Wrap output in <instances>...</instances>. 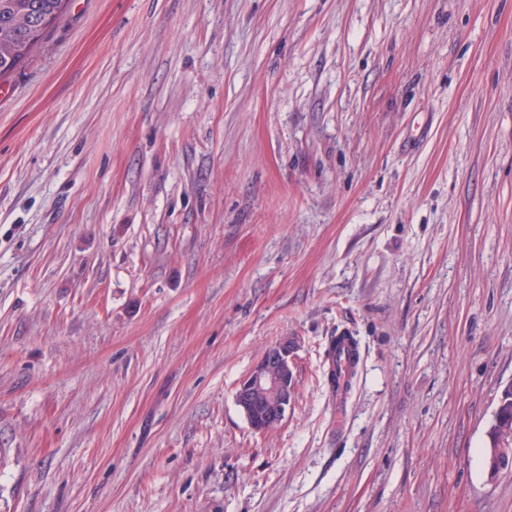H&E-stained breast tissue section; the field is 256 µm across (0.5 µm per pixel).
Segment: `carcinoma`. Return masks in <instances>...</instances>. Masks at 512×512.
Segmentation results:
<instances>
[{
  "mask_svg": "<svg viewBox=\"0 0 512 512\" xmlns=\"http://www.w3.org/2000/svg\"><path fill=\"white\" fill-rule=\"evenodd\" d=\"M66 0H0V78L15 69L65 8ZM488 447H512V385L498 399Z\"/></svg>",
  "mask_w": 512,
  "mask_h": 512,
  "instance_id": "carcinoma-1",
  "label": "carcinoma"
}]
</instances>
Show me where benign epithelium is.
<instances>
[{"instance_id": "benign-epithelium-1", "label": "benign epithelium", "mask_w": 512, "mask_h": 512, "mask_svg": "<svg viewBox=\"0 0 512 512\" xmlns=\"http://www.w3.org/2000/svg\"><path fill=\"white\" fill-rule=\"evenodd\" d=\"M293 360L294 342L285 339L268 347L237 384L235 403L254 431L264 433L276 429L293 407ZM509 467H512V448L496 449L491 468L499 473Z\"/></svg>"}]
</instances>
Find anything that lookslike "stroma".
<instances>
[{
	"label": "stroma",
	"mask_w": 512,
	"mask_h": 512,
	"mask_svg": "<svg viewBox=\"0 0 512 512\" xmlns=\"http://www.w3.org/2000/svg\"><path fill=\"white\" fill-rule=\"evenodd\" d=\"M510 383L512 0H69L0 80V512H512ZM336 342L335 358H337L341 377L337 380L338 386L330 387L336 397L342 398L350 388L347 383L352 382L353 374L357 372L360 362V354L358 344L353 336H335ZM355 343V344H354ZM294 342L285 339L269 346L237 384L236 405L250 427L259 433L276 429L294 404ZM498 413L487 430L488 451L486 462L488 468L489 448H496L491 459V468L499 474L512 467V385L506 386L498 399ZM507 444L510 448H498Z\"/></svg>",
	"instance_id": "stroma-1"
}]
</instances>
